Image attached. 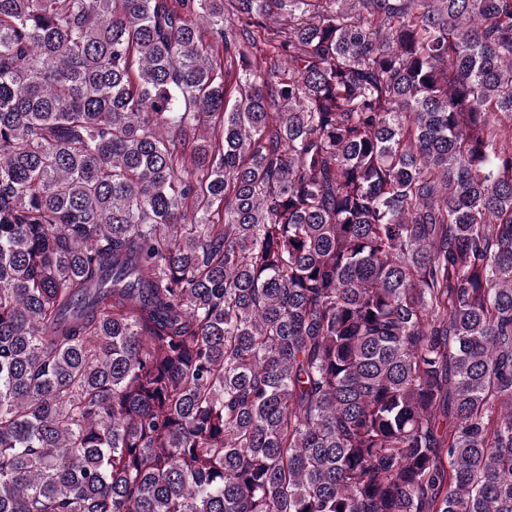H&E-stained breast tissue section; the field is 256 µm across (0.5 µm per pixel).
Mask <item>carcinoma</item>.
Listing matches in <instances>:
<instances>
[{
	"instance_id": "carcinoma-1",
	"label": "carcinoma",
	"mask_w": 512,
	"mask_h": 512,
	"mask_svg": "<svg viewBox=\"0 0 512 512\" xmlns=\"http://www.w3.org/2000/svg\"><path fill=\"white\" fill-rule=\"evenodd\" d=\"M0 512H512V0H0Z\"/></svg>"
}]
</instances>
